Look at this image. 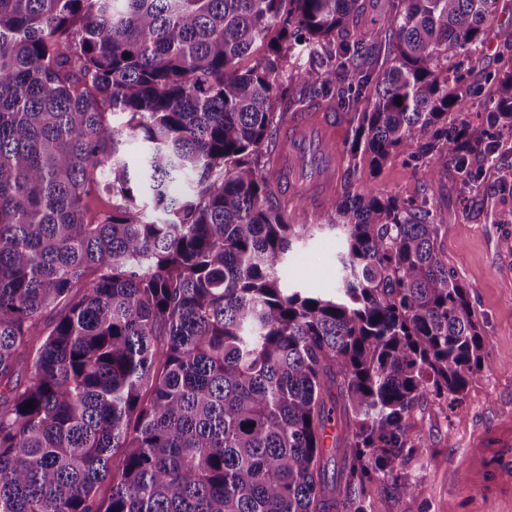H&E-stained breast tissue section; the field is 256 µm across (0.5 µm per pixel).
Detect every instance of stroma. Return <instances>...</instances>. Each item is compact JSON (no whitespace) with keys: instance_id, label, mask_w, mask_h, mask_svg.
I'll return each mask as SVG.
<instances>
[{"instance_id":"stroma-1","label":"stroma","mask_w":512,"mask_h":512,"mask_svg":"<svg viewBox=\"0 0 512 512\" xmlns=\"http://www.w3.org/2000/svg\"><path fill=\"white\" fill-rule=\"evenodd\" d=\"M482 54L466 62L464 76L480 92L470 102L468 116H487L494 96L493 75L512 67V0H499L494 24L486 33ZM416 141H408L371 181L382 196L428 201L439 243L448 267L469 288L470 301L484 323L489 354L479 379L465 399L452 405L428 403L421 411L417 430L427 446L425 456L407 471L422 488L416 498H402L394 512H448L457 499L466 512L467 487L455 473V461L482 422L512 402V224L497 221L500 212L512 209V137L489 157L475 164V179L463 183L455 167L442 165L435 187H427L424 169L415 155ZM335 235L298 242L288 258L295 285L333 293L338 275Z\"/></svg>"}]
</instances>
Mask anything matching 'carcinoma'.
Wrapping results in <instances>:
<instances>
[{"instance_id":"cac0c4a2","label":"carcinoma","mask_w":512,"mask_h":512,"mask_svg":"<svg viewBox=\"0 0 512 512\" xmlns=\"http://www.w3.org/2000/svg\"><path fill=\"white\" fill-rule=\"evenodd\" d=\"M498 2L391 0L352 33L367 0H0V512L420 494L415 418L464 398L488 342L431 208L366 182L413 138L431 183L434 160L466 177L512 132L511 69L487 120L460 118ZM342 86V189L296 224L306 197L279 200L267 158L280 101ZM94 187L113 204L92 222ZM324 230L336 295L287 287L293 241Z\"/></svg>"}]
</instances>
